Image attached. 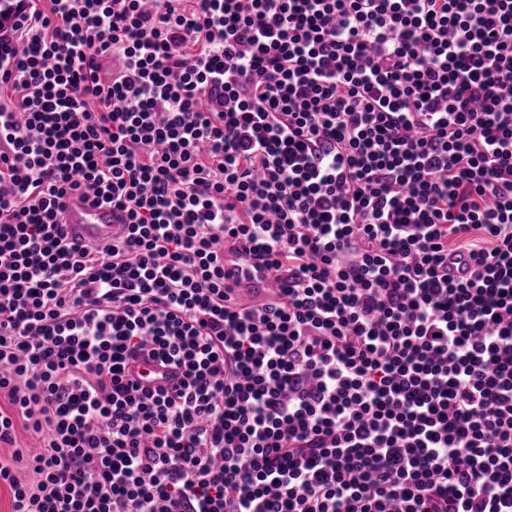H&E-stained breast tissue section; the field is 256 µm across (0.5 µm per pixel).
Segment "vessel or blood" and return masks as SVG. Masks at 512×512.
Here are the masks:
<instances>
[{
    "instance_id": "vessel-or-blood-1",
    "label": "vessel or blood",
    "mask_w": 512,
    "mask_h": 512,
    "mask_svg": "<svg viewBox=\"0 0 512 512\" xmlns=\"http://www.w3.org/2000/svg\"><path fill=\"white\" fill-rule=\"evenodd\" d=\"M63 222L70 238L80 244L102 246L126 230L120 212L80 192L65 199ZM135 371L147 386L164 383L169 378L167 370L153 362H140Z\"/></svg>"
}]
</instances>
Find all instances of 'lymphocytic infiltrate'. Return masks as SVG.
<instances>
[{
  "label": "lymphocytic infiltrate",
  "mask_w": 512,
  "mask_h": 512,
  "mask_svg": "<svg viewBox=\"0 0 512 512\" xmlns=\"http://www.w3.org/2000/svg\"><path fill=\"white\" fill-rule=\"evenodd\" d=\"M0 396L12 512H512V0H0ZM63 222L69 237L80 244L103 246L126 231L120 212L80 192L65 199ZM135 371L137 376H141L142 383L147 386H156L169 379L167 370L154 362L141 361L135 365Z\"/></svg>",
  "instance_id": "1"
}]
</instances>
